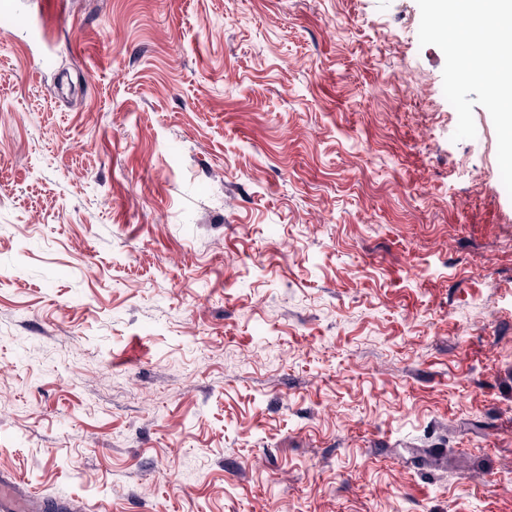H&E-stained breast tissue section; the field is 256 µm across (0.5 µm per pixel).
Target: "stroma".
<instances>
[{"label": "stroma", "mask_w": 512, "mask_h": 512, "mask_svg": "<svg viewBox=\"0 0 512 512\" xmlns=\"http://www.w3.org/2000/svg\"><path fill=\"white\" fill-rule=\"evenodd\" d=\"M419 23L0 19V475L76 512H512V195Z\"/></svg>", "instance_id": "stroma-1"}]
</instances>
